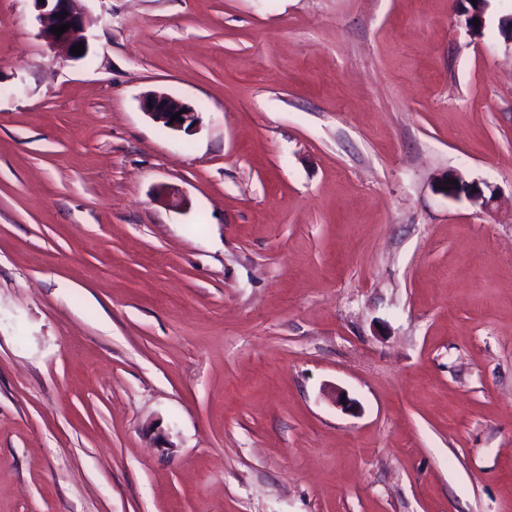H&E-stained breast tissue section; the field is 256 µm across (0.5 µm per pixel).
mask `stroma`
<instances>
[{"instance_id": "obj_1", "label": "stroma", "mask_w": 512, "mask_h": 512, "mask_svg": "<svg viewBox=\"0 0 512 512\" xmlns=\"http://www.w3.org/2000/svg\"><path fill=\"white\" fill-rule=\"evenodd\" d=\"M82 6L0 0V512H512V0ZM39 3V0H35ZM81 0H44V4L39 3L40 13L37 20L39 23L38 36L50 46H61L66 48L70 58L81 59L85 57L87 51V40H80L77 33L84 28L86 23L85 12L80 5ZM67 12V15H64ZM70 24V28L61 36H56L51 31L52 26ZM83 43L84 53L82 55H73L71 48ZM148 104H151V107H148ZM142 109L153 122L173 132L190 135L200 124L199 112L193 106L166 93L148 95L142 102ZM182 110H185V113H182ZM176 114H179V118L171 121ZM169 122H172V125H169Z\"/></svg>"}]
</instances>
